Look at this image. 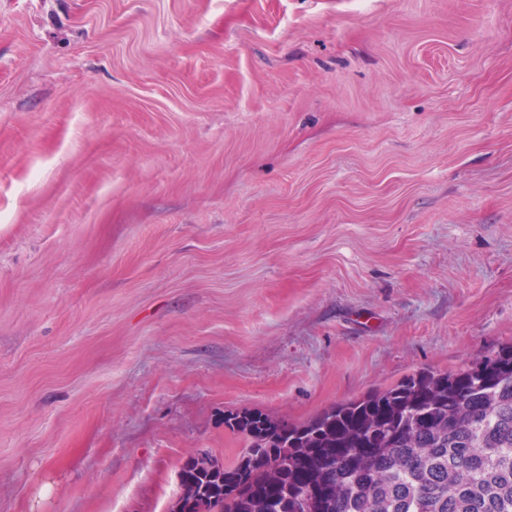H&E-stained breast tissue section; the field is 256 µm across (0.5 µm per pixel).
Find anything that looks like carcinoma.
Listing matches in <instances>:
<instances>
[{"label":"carcinoma","mask_w":512,"mask_h":512,"mask_svg":"<svg viewBox=\"0 0 512 512\" xmlns=\"http://www.w3.org/2000/svg\"><path fill=\"white\" fill-rule=\"evenodd\" d=\"M247 446L190 457L170 512H512V346L302 425L224 414Z\"/></svg>","instance_id":"cac0c4a2"}]
</instances>
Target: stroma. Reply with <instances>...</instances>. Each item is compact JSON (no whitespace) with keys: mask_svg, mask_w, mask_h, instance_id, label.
<instances>
[{"mask_svg":"<svg viewBox=\"0 0 512 512\" xmlns=\"http://www.w3.org/2000/svg\"><path fill=\"white\" fill-rule=\"evenodd\" d=\"M511 344L512 0H0V512Z\"/></svg>","mask_w":512,"mask_h":512,"instance_id":"1","label":"stroma"}]
</instances>
